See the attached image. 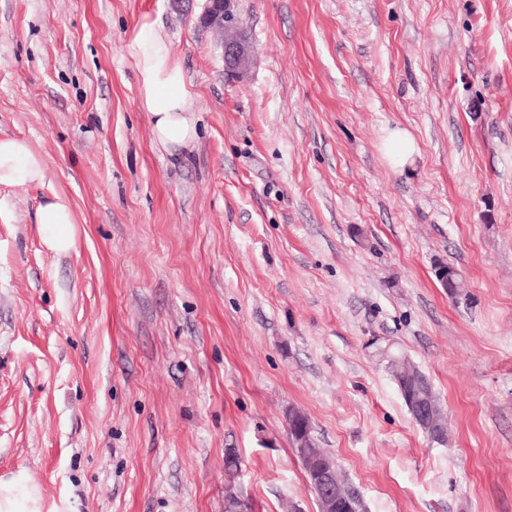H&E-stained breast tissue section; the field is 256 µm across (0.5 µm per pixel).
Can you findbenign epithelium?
Wrapping results in <instances>:
<instances>
[{
    "instance_id": "benign-epithelium-1",
    "label": "benign epithelium",
    "mask_w": 512,
    "mask_h": 512,
    "mask_svg": "<svg viewBox=\"0 0 512 512\" xmlns=\"http://www.w3.org/2000/svg\"><path fill=\"white\" fill-rule=\"evenodd\" d=\"M199 23L225 32L224 43L221 44L224 73L232 79L241 77L251 63L253 47L245 31L238 29L234 0H203ZM419 386L421 383L418 381H398L399 391L414 422L432 440L443 444L446 442L445 419L430 415L425 402L416 397ZM310 468L326 489L323 512H348L347 499L339 493L334 483L336 469L318 458L311 459Z\"/></svg>"
}]
</instances>
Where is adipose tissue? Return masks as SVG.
<instances>
[{
    "mask_svg": "<svg viewBox=\"0 0 512 512\" xmlns=\"http://www.w3.org/2000/svg\"><path fill=\"white\" fill-rule=\"evenodd\" d=\"M126 51L137 71L139 104L150 115L155 139L168 148L191 147L197 137L194 96L173 44L145 19L129 34ZM45 166L44 156L27 140L0 138V185L24 187L37 182ZM38 222L53 249L65 251L71 247L75 216L65 198L57 195L40 205Z\"/></svg>",
    "mask_w": 512,
    "mask_h": 512,
    "instance_id": "ef3b65f1",
    "label": "adipose tissue"
}]
</instances>
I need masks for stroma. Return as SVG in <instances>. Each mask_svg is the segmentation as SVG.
<instances>
[{
	"mask_svg": "<svg viewBox=\"0 0 512 512\" xmlns=\"http://www.w3.org/2000/svg\"><path fill=\"white\" fill-rule=\"evenodd\" d=\"M200 11L0 0V137L46 159L0 185V479L41 512H319L295 409L366 512H512V0H237L239 80ZM145 17L195 95L187 150L139 104ZM384 149L391 164L403 166L414 154V143L405 132L396 130L387 138ZM38 224L47 243L57 251H66L72 245L71 227L75 224V216L68 201L58 195L40 205ZM398 388L401 396L412 416L414 422L433 440L444 444L446 440L445 419L431 417L424 401L416 397L419 381L398 380Z\"/></svg>",
	"mask_w": 512,
	"mask_h": 512,
	"instance_id": "stroma-1",
	"label": "stroma"
}]
</instances>
